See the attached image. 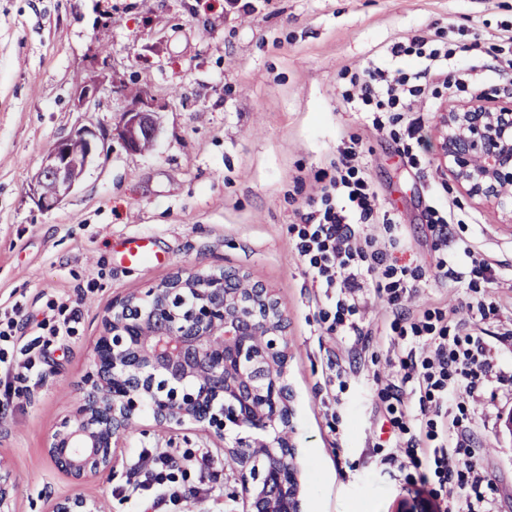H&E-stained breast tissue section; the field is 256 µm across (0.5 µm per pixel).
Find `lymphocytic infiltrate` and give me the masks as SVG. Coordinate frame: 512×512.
Returning a JSON list of instances; mask_svg holds the SVG:
<instances>
[{"mask_svg":"<svg viewBox=\"0 0 512 512\" xmlns=\"http://www.w3.org/2000/svg\"><path fill=\"white\" fill-rule=\"evenodd\" d=\"M386 54L362 71L340 72V102L395 141L400 158L418 169L426 159L415 104L436 102L450 88L476 93L471 76L485 54L497 58L500 75L512 80V24L490 43L475 32L453 39L436 27L394 41ZM364 153L359 135H343L335 161L317 172L316 190L305 195L287 227L292 252L316 290L311 321L360 352L369 350L376 333L390 345L384 362L391 377L373 376L371 385L390 425L387 441L373 445L379 463L438 500L442 512H498V486L474 445L471 406L512 393V371L502 362L512 354V321H501L503 303L490 293L501 266L468 238L450 241L456 213L433 199L422 215L434 260L423 263L404 245L398 215L383 208ZM448 281L464 290L458 307L409 308L416 293ZM372 298L387 308L377 332L364 317ZM22 318L17 305L0 314V400L8 403L28 399L31 379L43 370L40 355H18ZM27 318L51 338L78 332L79 310L63 301H50L41 315ZM137 465L164 502L191 479L190 469L164 454L139 452Z\"/></svg>","mask_w":512,"mask_h":512,"instance_id":"lymphocytic-infiltrate-1","label":"lymphocytic infiltrate"}]
</instances>
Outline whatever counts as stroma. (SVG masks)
<instances>
[{
    "instance_id": "35a3bbf8",
    "label": "stroma",
    "mask_w": 512,
    "mask_h": 512,
    "mask_svg": "<svg viewBox=\"0 0 512 512\" xmlns=\"http://www.w3.org/2000/svg\"><path fill=\"white\" fill-rule=\"evenodd\" d=\"M512 22V0H0V309L26 310L62 297L80 306L77 338L46 347L43 380L29 400L0 404V454L19 481L20 512H43L70 493L69 478L44 452L72 409L89 369L90 345L113 297L145 293L178 271L237 267L273 288L288 318L292 391L304 512H416L437 502L377 465L370 445L381 423L367 387L345 395L342 433L318 388L336 352L350 371L364 361L308 323L315 293L288 245L294 178L312 179L336 157L342 134L362 137L382 204L406 243L429 260L419 194L443 182L437 115L422 113L428 166H405L395 143L374 135L361 114L339 105L338 73L360 68L393 41L435 27L462 26L492 40ZM95 83L87 107L76 89ZM159 116L155 146L125 148L117 135L138 97ZM101 137L82 182L41 209L30 180L49 147L82 127ZM465 232L502 265L494 293L512 319V224L494 209L462 203ZM144 236L143 265L125 262L127 238ZM512 397L478 401L473 431L481 462L512 512V439L499 432ZM206 453L210 467L177 505L155 506L131 461L133 449ZM101 512H242L234 463L191 427L137 422L110 479L88 486Z\"/></svg>"
}]
</instances>
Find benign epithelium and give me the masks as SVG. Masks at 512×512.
Here are the masks:
<instances>
[{
  "label": "benign epithelium",
  "instance_id": "1",
  "mask_svg": "<svg viewBox=\"0 0 512 512\" xmlns=\"http://www.w3.org/2000/svg\"><path fill=\"white\" fill-rule=\"evenodd\" d=\"M495 106L458 102L439 109L437 161L469 202L496 206L512 223V100ZM159 117L140 98L121 119L132 148L156 138ZM66 162L44 159L38 176L70 191ZM192 292L191 306L169 301ZM287 317L279 298L242 269L178 272L145 294L112 299L91 348L90 369L70 414L45 448L72 492L46 501L44 512H99L86 487L112 475L116 450L143 411L154 426L191 424L224 441L227 427L266 433L225 448L236 459L243 512H303L288 360ZM17 475L0 454V512H19Z\"/></svg>",
  "mask_w": 512,
  "mask_h": 512
}]
</instances>
